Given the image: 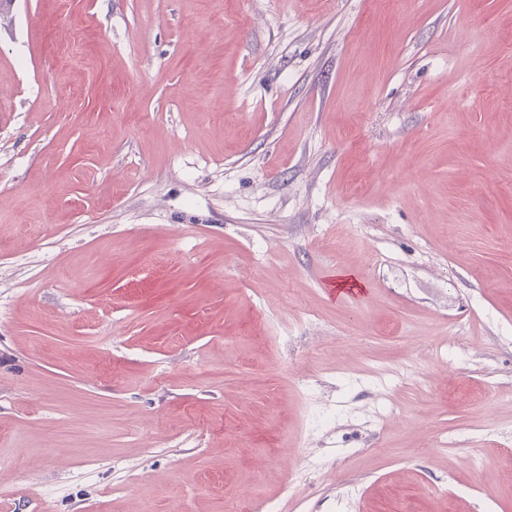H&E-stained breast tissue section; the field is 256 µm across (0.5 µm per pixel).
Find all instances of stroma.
I'll return each mask as SVG.
<instances>
[{
    "label": "stroma",
    "mask_w": 512,
    "mask_h": 512,
    "mask_svg": "<svg viewBox=\"0 0 512 512\" xmlns=\"http://www.w3.org/2000/svg\"><path fill=\"white\" fill-rule=\"evenodd\" d=\"M0 505L512 512V0H15Z\"/></svg>",
    "instance_id": "35a3bbf8"
}]
</instances>
